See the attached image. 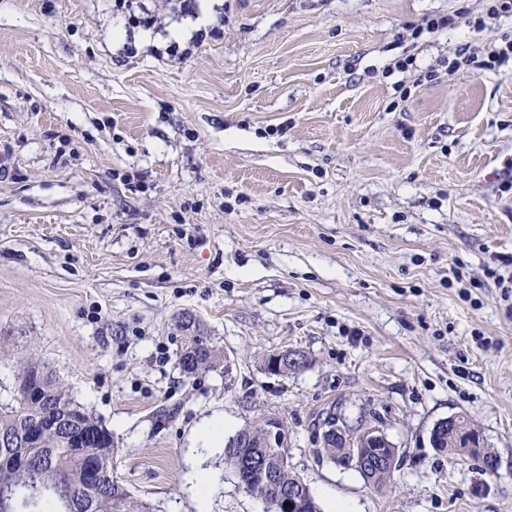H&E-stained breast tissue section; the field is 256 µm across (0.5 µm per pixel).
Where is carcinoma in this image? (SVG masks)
<instances>
[{
	"instance_id": "obj_1",
	"label": "carcinoma",
	"mask_w": 512,
	"mask_h": 512,
	"mask_svg": "<svg viewBox=\"0 0 512 512\" xmlns=\"http://www.w3.org/2000/svg\"><path fill=\"white\" fill-rule=\"evenodd\" d=\"M181 329L184 336L176 353V363L184 375L194 376L220 364L221 353L214 349L210 337L198 328H191L188 323L181 324ZM35 379H42L47 385V398L39 405L29 404L24 396L28 383ZM53 413H73L78 417L82 429L102 435L100 442L93 439L88 441V454H93L102 445L112 446V432L85 405L66 392L48 367L36 361L26 362L17 373L14 404L0 407V436L16 434L21 425L31 433L40 431ZM459 426L477 432L467 416H455V422L448 423V428L441 432L439 443V448L451 456L464 455L457 439ZM325 427L330 433L325 435L324 456L334 462L350 458L360 442V430L347 427L344 429L345 436H336L334 416L328 417ZM263 433L262 424L245 427L229 439L224 447V463L233 469L246 493L254 486V475L244 467V462L263 452L260 448ZM67 447V440L59 435L48 434L41 448L20 442L11 449L12 453L27 457L30 468L18 471L0 465V512H6L12 507L18 508V512H72L70 492L88 486L87 460L73 455ZM390 452L387 446L362 449L363 454L379 460V463L362 474V478L377 490L385 489L392 478L394 468L383 460V457L390 456ZM277 482L280 488L296 491V512H320L308 485L291 467L279 471ZM280 488H272L265 493L263 502L267 505V512H284ZM89 497L93 503L92 512H146V507L132 496L125 485L115 479L92 489Z\"/></svg>"
}]
</instances>
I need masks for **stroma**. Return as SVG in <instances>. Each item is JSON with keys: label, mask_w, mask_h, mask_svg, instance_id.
<instances>
[{"label": "stroma", "mask_w": 512, "mask_h": 512, "mask_svg": "<svg viewBox=\"0 0 512 512\" xmlns=\"http://www.w3.org/2000/svg\"><path fill=\"white\" fill-rule=\"evenodd\" d=\"M145 5L133 25L113 0H0V404L44 362L154 512H201L213 473L202 512H264L199 434L269 416L322 512H512V63L450 67L512 17L472 27L486 0ZM185 317L223 356L193 377ZM284 349L307 365L269 374ZM330 412L394 444L388 488L321 456ZM458 414L495 468L432 447ZM464 16V12L461 11L453 16H436L433 18L427 17L419 25L410 24L408 26V30L412 31L411 36H413L414 38H418L424 31L434 32L440 28L443 29L453 27L456 24L457 19L464 18Z\"/></svg>", "instance_id": "obj_1"}]
</instances>
